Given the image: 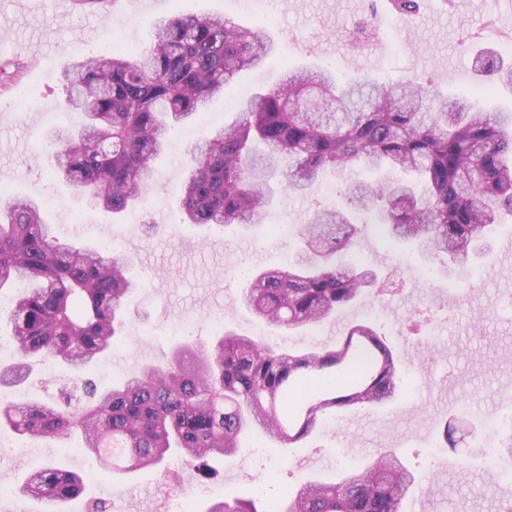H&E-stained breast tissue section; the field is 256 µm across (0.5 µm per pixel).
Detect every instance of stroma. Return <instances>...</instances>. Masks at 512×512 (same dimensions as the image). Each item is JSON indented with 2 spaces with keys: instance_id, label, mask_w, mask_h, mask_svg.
Here are the masks:
<instances>
[{
  "instance_id": "35a3bbf8",
  "label": "stroma",
  "mask_w": 512,
  "mask_h": 512,
  "mask_svg": "<svg viewBox=\"0 0 512 512\" xmlns=\"http://www.w3.org/2000/svg\"><path fill=\"white\" fill-rule=\"evenodd\" d=\"M417 2L416 12L403 15L390 0H264L258 12L241 9L239 0H130L117 14L110 0H78L64 19L61 0H41L35 19L31 0H0V43L11 47L0 53V68L14 75L9 85H0V184L43 203V217L59 237H79L93 246L115 240L132 259L130 274L140 284L127 304L131 326L125 341L88 372L98 388L143 365H166L180 339L207 347L224 327L245 335L258 330L253 315L237 302L243 276L258 267L287 266L299 240L183 223L177 188L191 145L234 122L244 96L278 85L286 67H328L344 80L409 78L444 98H474L488 111L512 110V86L499 85L478 63L494 53L512 66V0ZM190 13L222 15L246 27L267 23L278 57L243 71L234 88L212 99L194 124L172 131L145 205L112 218L53 176L45 150L51 132L80 121L64 104V72L75 58L71 47L81 44L84 54L92 55L113 40L134 57L149 46L155 20ZM89 26L96 28V39H85ZM344 187L343 179L326 175L306 195L275 199L268 221L309 223L318 209L343 202ZM354 256L377 265L384 280L393 270L403 271L402 296L370 289L361 304L342 310L316 332L284 333L270 343L304 348L315 337L328 345L344 327L363 321L366 307H380L374 325L405 363L400 397L384 406L343 410L296 448H276L266 435L248 433L233 458L213 461L209 476L178 454L130 474L99 470L83 495L69 501L71 512H88L95 499L124 512H176L183 494L194 495L198 512H204L210 503L203 492L207 486L241 497L259 487L265 500L274 501L309 478L335 480L346 463L373 459L385 448L395 449L414 472L434 475L430 487L411 492L403 512H495L497 501L512 497V483L489 485L477 470L480 449L461 439L448 451L440 433L456 414L464 431L483 432L489 417L512 413V312L502 307L503 298L512 296V224L492 235L490 249L464 283L429 275L415 248L394 243L377 224L361 230ZM414 312L427 317L417 335L403 326ZM187 316L193 317L194 330L183 338L171 334L170 326ZM81 378L60 364L39 365L23 384L0 388V405L60 399ZM462 456L471 468L458 466ZM91 463L78 439L30 440L0 426V486L16 491L0 503V512H39L34 500L18 493L29 472L52 464L84 473Z\"/></svg>"
}]
</instances>
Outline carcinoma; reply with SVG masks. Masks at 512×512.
<instances>
[{
	"label": "carcinoma",
	"mask_w": 512,
	"mask_h": 512,
	"mask_svg": "<svg viewBox=\"0 0 512 512\" xmlns=\"http://www.w3.org/2000/svg\"><path fill=\"white\" fill-rule=\"evenodd\" d=\"M275 54L265 26L179 15L154 22L138 57L114 49L75 60L66 105L81 121L48 140L57 176L113 214L137 206L170 130L195 121L241 71ZM238 112L190 149L178 191L185 224L264 227L279 193L304 195L320 175L343 176L355 165L416 171L429 187L424 196L409 181L352 182L345 205L317 210L300 228L288 268L256 270L242 289L241 305L272 327L320 326L376 284L372 265L336 263L361 224H380L391 240L414 246L434 274L466 279L472 257L512 215L511 112H485L467 98L438 105L411 79L341 83L323 68L287 69ZM130 266L59 239L40 204L0 192V289L30 283L6 316L17 358L0 365V385L21 383L36 361L88 368L121 343L126 302L140 287ZM402 384L400 357L369 323L350 326L332 347L308 350H277L226 327L206 349L177 344L164 367L146 365L101 391L85 383V401L68 394L62 406L7 404L0 425L27 439L77 432L87 455L127 473L174 453L231 457L244 435L268 426L273 443L291 448L336 410L389 402ZM340 476L307 480L262 509L233 497L206 512H401L416 483L393 449ZM83 489L79 474L46 466L27 492L61 504Z\"/></svg>",
	"instance_id": "obj_1"
}]
</instances>
